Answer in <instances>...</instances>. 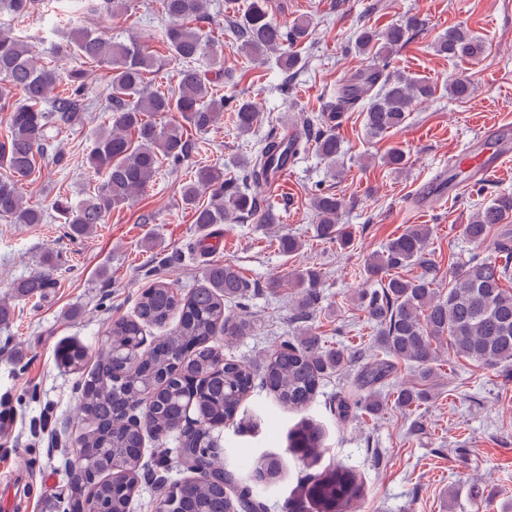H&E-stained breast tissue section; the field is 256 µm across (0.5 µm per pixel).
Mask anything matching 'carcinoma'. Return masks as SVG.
Wrapping results in <instances>:
<instances>
[{
    "mask_svg": "<svg viewBox=\"0 0 512 512\" xmlns=\"http://www.w3.org/2000/svg\"><path fill=\"white\" fill-rule=\"evenodd\" d=\"M75 10L56 15L55 29L66 30L65 39L53 45L48 60H42L35 47L0 31V100L19 95L12 107L5 134L0 137V216L14 224H40L43 211L27 201L23 185L40 168L54 148L50 131L83 122L89 109L87 78L89 69L104 70L107 82L106 111L111 127L102 131L89 154L90 167L104 173L99 184L88 186L77 202L59 201L56 207L69 225V235L85 237L97 225L105 223L112 210L139 197L163 166L178 169L188 158L192 145L185 127L207 132L221 121L224 111L232 112L239 136L251 133L259 114L246 97H226L214 88L201 70V62L213 66L222 54L204 25L210 23L208 0H161V16L166 24L161 40L169 57L178 62L177 85L167 91L152 88V78L162 61L147 51L144 41L131 35L126 40L112 36V27L89 30L75 17L87 12L104 15L107 21L122 19L128 0H78ZM35 0H0V14L26 15L34 11ZM232 27L236 49L250 62L276 55L279 68L288 76L299 73L303 58L292 50L312 38L310 20L297 17L282 27L269 16L266 0H250L243 15L235 20L225 16ZM421 26L416 16H409L382 32L363 28L355 40V50L379 62L374 69L341 89L334 111L321 118L305 120L308 135L286 144L269 137L255 154L241 159L240 175L227 178L224 170L210 164H196L186 173L188 181L181 188L183 203L192 209L194 223L203 227L224 224L244 216L260 224H277L271 210L260 208L250 187L268 179L272 172L293 161L297 155L315 148L329 164L336 167L343 154V141L336 134L344 113L365 102L364 126L373 137H382L402 126L413 103L427 100L436 88L424 78H416L391 69V60L411 35ZM485 42L461 26H450L437 39L438 55L461 60H478L486 53ZM76 58L90 68H70ZM473 85L466 79L448 84V94L466 99ZM178 112L183 122L159 124L154 117ZM208 195L207 204L199 202ZM315 236L345 245L350 234L340 224L346 208L344 197L335 193H316L312 198ZM512 216V193H500L477 210L464 234L473 244L481 245L492 228ZM430 228L414 224L391 239L380 253L369 258L364 267L367 277L382 279L381 289L363 297L361 310L376 331L374 341L382 356L363 364L352 390L336 404V414L344 419L354 409L377 414L386 406L381 388L404 362L415 368L420 378L432 383L438 359L436 343L448 338L454 356L481 365L512 372V246L503 239L499 251L505 261L474 255L451 272L448 294L431 288L435 269L426 257ZM420 264L425 273L406 278L396 271ZM59 269L53 252L43 255L41 270L12 285L17 298L39 295L52 286ZM296 316L309 318L323 302L322 275L314 267L291 274ZM204 284L181 297L174 286L156 281L145 289L132 317L112 320L108 335L110 346L99 356L95 366L85 371L87 350L78 342H68L56 354L57 362L80 374V390L85 428V443L91 449L86 461L97 466L113 460L122 461L125 489L113 490L112 482L98 480L93 488L79 483L71 487L73 506L90 503L97 512H130L131 501L144 475V464L131 452L144 445L142 431L130 426L128 412L147 397H154L155 407L148 421L158 432L171 430L178 435L177 455L191 473L176 486L181 512H266V504L256 484L274 483L283 462L269 455L253 468L255 483L243 480L234 471L219 464L220 441L209 430L188 425L183 407L187 400L176 365L197 379L195 404L203 416L230 419L245 396L260 378L283 407L301 410L313 400L324 376L344 368L351 356L343 348H325L322 338L311 327L282 341L262 358L259 374L243 367L209 339L221 332L230 343L251 331L250 321L241 316L224 315V302L243 304L251 285L229 263H211L203 270ZM178 322L170 325L174 314ZM148 326L165 329L150 355L141 361L129 357ZM431 398V388L401 387L393 391L396 407L409 410ZM322 445L320 429L310 423L299 426L289 439V448L297 459L314 458ZM309 494L321 512H350L361 492L357 475L336 466L310 478Z\"/></svg>",
    "mask_w": 512,
    "mask_h": 512,
    "instance_id": "carcinoma-1",
    "label": "carcinoma"
}]
</instances>
